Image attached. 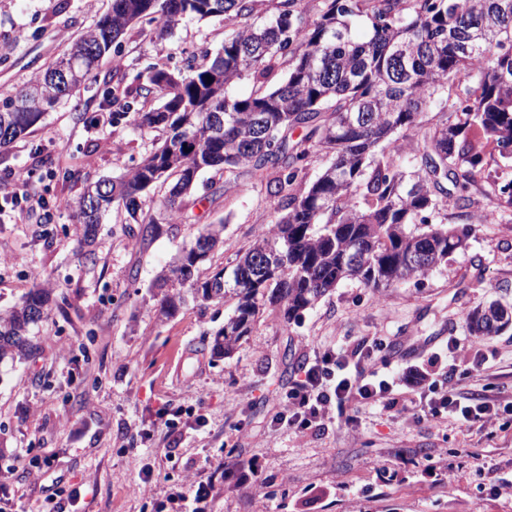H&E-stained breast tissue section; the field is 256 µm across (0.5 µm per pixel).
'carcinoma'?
Here are the masks:
<instances>
[{"instance_id":"carcinoma-1","label":"carcinoma","mask_w":512,"mask_h":512,"mask_svg":"<svg viewBox=\"0 0 512 512\" xmlns=\"http://www.w3.org/2000/svg\"><path fill=\"white\" fill-rule=\"evenodd\" d=\"M254 9L255 0H112L70 53L20 97L0 101L3 148L73 96L60 73L65 63L82 85L132 24H156L159 38L192 18L222 16L232 25L218 52L204 53L190 74L151 68L137 92L142 106L131 114L130 90L116 81L112 115L160 138L125 175L85 185L82 199L103 192L98 206L74 205L82 255L94 264L99 224L112 204L124 208L134 248L162 224L191 221L189 198L203 173L226 184L244 173H275L269 184L283 214L236 254V265L200 275L224 247V225L201 224L178 264L156 278L155 287L170 289L160 304L166 317L186 304L187 290L195 299L235 301L211 346L224 358L267 306L288 327L342 281L382 291L465 249L468 228L437 221L448 199L465 208L482 182L512 208V181L501 185L487 169L492 152L512 156V0H321L316 18L301 0H279L260 25ZM357 20L366 26L361 40ZM247 77L251 93L231 96ZM432 105L450 119L423 124ZM411 134L417 140L408 156L402 141ZM320 153L332 161L299 187ZM159 182L170 187L147 213L142 195ZM51 302V290L40 285L0 314V362L37 349L33 329ZM511 324L512 311L491 302L470 312L467 328L492 336Z\"/></svg>"}]
</instances>
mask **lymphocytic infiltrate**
Instances as JSON below:
<instances>
[{
  "instance_id": "f902f5d3",
  "label": "lymphocytic infiltrate",
  "mask_w": 512,
  "mask_h": 512,
  "mask_svg": "<svg viewBox=\"0 0 512 512\" xmlns=\"http://www.w3.org/2000/svg\"><path fill=\"white\" fill-rule=\"evenodd\" d=\"M385 346V339L377 336L365 353L344 349L325 351L314 363L304 367L300 377L289 387L283 409L273 418L274 425L301 432L329 417L332 411H344L350 401L382 409L395 408L403 415L412 413L411 405L397 404L395 387L400 384L410 394H420L424 373L412 370L396 379L377 369L368 373L363 370L373 353L382 351ZM432 392L427 415L435 423L452 415L463 422L492 425L500 409L512 410L511 400L504 402L488 394L472 398L470 404H462L455 382L448 379L433 386ZM221 478L234 480L241 486H260L265 482L256 460H234L224 463L222 472L214 471L205 477H191L170 485L161 506L166 512H205L216 482Z\"/></svg>"
}]
</instances>
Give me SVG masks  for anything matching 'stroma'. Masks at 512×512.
<instances>
[{"instance_id":"stroma-1","label":"stroma","mask_w":512,"mask_h":512,"mask_svg":"<svg viewBox=\"0 0 512 512\" xmlns=\"http://www.w3.org/2000/svg\"><path fill=\"white\" fill-rule=\"evenodd\" d=\"M110 0H0V99L70 49L105 13ZM224 21L188 20L167 39L149 25L131 28L79 93L47 112L24 138L0 149V171L32 173L49 200L73 201L86 183L124 175L151 148L154 133L113 128L105 75L120 72L129 89L153 66L189 74L203 51L224 42ZM202 176L192 198L195 224H165L137 248L122 242L123 209L103 219L98 262L84 267L66 209L21 219L0 211V311L42 281L66 295L52 308L28 358L0 363V512H158L171 482L234 458L258 457L266 483L217 486L212 512H512L487 471L512 477V414L493 426L454 419L431 424L395 411L361 409L359 427L328 418L298 434L271 420L301 370L341 339L358 346L385 337L393 373L447 370L459 393L512 395V327L487 337L489 367L465 371L471 354L448 358L449 337L491 301L512 304V212L475 195L467 213L448 206V224L468 227L464 251L421 279L376 292L348 280L284 326L265 313L230 358H213L208 336L231 303L195 301L161 318L153 282L196 235L197 224H223L224 249L202 274L228 265L278 214L280 200L253 180L226 185L209 200ZM173 412L172 424L157 413ZM33 458L48 460L40 477ZM143 496L130 483L143 469ZM456 476L454 494L441 482Z\"/></svg>"}]
</instances>
